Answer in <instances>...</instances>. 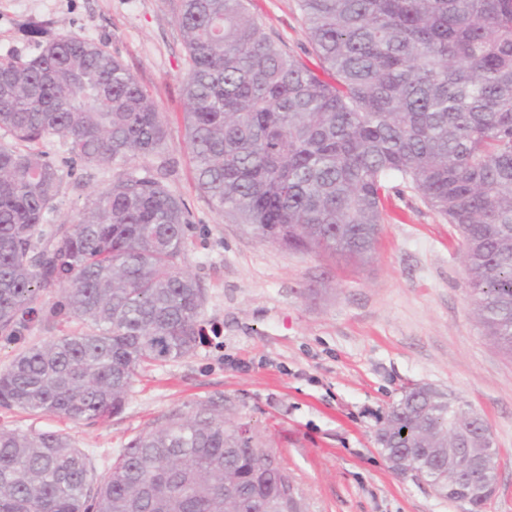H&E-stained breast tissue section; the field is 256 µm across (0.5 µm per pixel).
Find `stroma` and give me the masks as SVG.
Wrapping results in <instances>:
<instances>
[{
  "label": "stroma",
  "instance_id": "stroma-1",
  "mask_svg": "<svg viewBox=\"0 0 512 512\" xmlns=\"http://www.w3.org/2000/svg\"><path fill=\"white\" fill-rule=\"evenodd\" d=\"M174 0H0V57L29 58L20 31L41 21L53 35L105 43L167 120L162 155L171 190L194 215L183 268L205 292L204 342L178 361L139 374L123 410L75 423L0 407V428L69 434L104 471L126 444L174 410L223 395L301 490L307 512H464L425 483L394 472L376 440L411 383L450 391L487 420L499 449L489 512H512V361L472 313L460 242L410 186L392 181L384 230L363 266L260 243L212 209L195 184L186 147L183 78L188 58ZM264 32L288 51L309 50L296 0H250ZM116 168L90 167L66 182L55 222L76 221ZM60 288L41 292L15 335H0V371L31 346L68 334Z\"/></svg>",
  "mask_w": 512,
  "mask_h": 512
}]
</instances>
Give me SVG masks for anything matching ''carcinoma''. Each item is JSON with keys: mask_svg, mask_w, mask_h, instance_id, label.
I'll return each mask as SVG.
<instances>
[{"mask_svg": "<svg viewBox=\"0 0 512 512\" xmlns=\"http://www.w3.org/2000/svg\"><path fill=\"white\" fill-rule=\"evenodd\" d=\"M316 62L272 41L247 0H175L189 69L183 122L197 189L262 243L365 265L390 180L455 226L483 335L512 360V0H297ZM0 59V333L63 286L77 326L19 353L0 407L72 421L122 411L139 372L196 347L204 288L182 270L192 213L166 165L127 170L53 224L77 168L161 154L167 124L137 78L82 35ZM64 140L67 170L34 145ZM431 384L404 391L377 433L392 470L437 494L458 453L498 454L471 407ZM406 434H401V431ZM470 496L493 494L484 473ZM0 512H305L279 459L215 395L131 439L103 475L70 436L0 430Z\"/></svg>", "mask_w": 512, "mask_h": 512, "instance_id": "1", "label": "carcinoma"}]
</instances>
